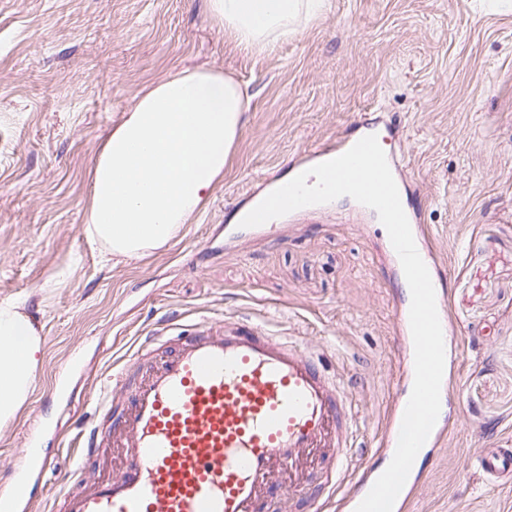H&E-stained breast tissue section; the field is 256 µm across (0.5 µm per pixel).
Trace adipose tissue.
<instances>
[{
    "label": "adipose tissue",
    "instance_id": "obj_1",
    "mask_svg": "<svg viewBox=\"0 0 512 512\" xmlns=\"http://www.w3.org/2000/svg\"><path fill=\"white\" fill-rule=\"evenodd\" d=\"M329 0H207L211 20L242 48L265 52ZM247 91L222 71L176 69L144 87L89 172L84 234L102 261L132 263L168 249L200 212L242 132ZM40 333L13 302L0 303V424L34 383Z\"/></svg>",
    "mask_w": 512,
    "mask_h": 512
}]
</instances>
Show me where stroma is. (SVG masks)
<instances>
[{
    "mask_svg": "<svg viewBox=\"0 0 512 512\" xmlns=\"http://www.w3.org/2000/svg\"><path fill=\"white\" fill-rule=\"evenodd\" d=\"M215 68L251 110L224 177L169 249L103 263L84 238L88 173L149 83ZM369 126L397 158L408 204L446 275L461 356L448 438L405 512H512V481L481 455L512 445V8L487 0H329L262 54L241 50L205 0H0V302L40 329L34 389L0 428V483L28 429L69 473L89 425L126 404L146 336L248 315L326 348L357 420L349 480L381 462L398 396L400 273L380 224L332 202L265 232L227 225L296 157Z\"/></svg>",
    "mask_w": 512,
    "mask_h": 512,
    "instance_id": "stroma-1",
    "label": "stroma"
}]
</instances>
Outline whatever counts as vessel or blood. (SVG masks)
Wrapping results in <instances>:
<instances>
[{"label": "vessel or blood", "mask_w": 512, "mask_h": 512, "mask_svg": "<svg viewBox=\"0 0 512 512\" xmlns=\"http://www.w3.org/2000/svg\"><path fill=\"white\" fill-rule=\"evenodd\" d=\"M166 342L116 430L94 425L84 435L83 457L116 441L126 470L79 490L71 474L57 491L37 493L28 477L44 475L52 460L28 449L19 478L0 487V512H33L41 494L52 496L59 512H262L267 497L281 490L278 476L302 472L315 454L325 470L326 499L355 512L380 472L366 469L347 483L353 416L318 350L245 317L219 326L202 321L174 330ZM406 405L401 398L393 407L385 458L394 456ZM446 429L437 421L393 512H402L418 488ZM480 466L495 477L512 476V448L489 449Z\"/></svg>", "instance_id": "b4317fda"}]
</instances>
